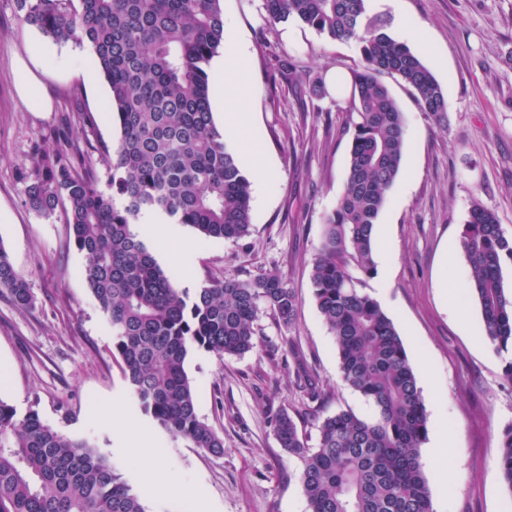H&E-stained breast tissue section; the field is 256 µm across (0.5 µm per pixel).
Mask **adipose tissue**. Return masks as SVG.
Masks as SVG:
<instances>
[{
  "label": "adipose tissue",
  "instance_id": "obj_1",
  "mask_svg": "<svg viewBox=\"0 0 512 512\" xmlns=\"http://www.w3.org/2000/svg\"><path fill=\"white\" fill-rule=\"evenodd\" d=\"M71 64V59L52 55L43 43L28 41L25 56L17 58L15 63L14 84L30 111L46 112L50 109V101L38 77L39 71ZM209 78L212 111L220 112L227 108L237 111L249 79L246 55L234 48L226 50L222 59L213 66Z\"/></svg>",
  "mask_w": 512,
  "mask_h": 512
}]
</instances>
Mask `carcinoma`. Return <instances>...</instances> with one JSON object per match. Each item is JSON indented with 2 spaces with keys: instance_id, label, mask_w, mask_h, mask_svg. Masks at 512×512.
<instances>
[{
  "instance_id": "cac0c4a2",
  "label": "carcinoma",
  "mask_w": 512,
  "mask_h": 512,
  "mask_svg": "<svg viewBox=\"0 0 512 512\" xmlns=\"http://www.w3.org/2000/svg\"><path fill=\"white\" fill-rule=\"evenodd\" d=\"M17 19L57 42L90 49L109 87L108 112L120 137L102 154L110 191L100 189L89 147L67 130L56 148L34 150L22 168L30 207L48 217L58 206L90 293L112 327L114 349L142 413L174 439L215 455L224 438L202 420L185 370L190 350L222 358L261 343L257 321L273 313L295 325L296 289L279 273L212 279L194 293L176 287L131 231L145 211H162L206 237L237 240L251 227L250 182L210 111L206 70L224 42L221 0H13ZM268 21L289 19L334 40L358 42L363 69L352 73L356 114L343 191L322 224L311 270L317 309L336 343L342 381L372 405L322 415L311 447L286 411L275 434L302 463L308 512H433L421 448L427 414L403 341L382 306L364 291L376 272L375 226L405 149L404 115L376 74L409 86L428 116L447 112L441 85L365 0H265ZM461 246L486 337L512 347V295L503 266L512 238L496 213L470 211ZM30 308L34 295L0 245V290ZM296 386L322 399L316 376L298 363ZM501 472L512 491V424L501 440ZM0 512H145L123 474L86 441L19 415L0 399Z\"/></svg>"
}]
</instances>
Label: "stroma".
I'll return each mask as SVG.
<instances>
[{
	"instance_id": "stroma-1",
	"label": "stroma",
	"mask_w": 512,
	"mask_h": 512,
	"mask_svg": "<svg viewBox=\"0 0 512 512\" xmlns=\"http://www.w3.org/2000/svg\"><path fill=\"white\" fill-rule=\"evenodd\" d=\"M224 30L235 33L251 61L243 109L251 126L224 141L243 165L261 154L272 178L251 192L252 225L238 240L207 238L182 225V238L156 260L176 286L196 290L212 278L281 273L299 297L294 328L262 313V343L241 357L191 350L185 369L199 416L224 439L214 455L169 437L135 405L113 348L112 329L82 277L63 209L48 217L27 202L20 167L35 144L53 145L71 102L91 112L92 128L73 125L97 150L120 131L104 79L86 84L74 70L42 79L46 112L30 111L13 82L33 28L20 25L11 0H0V245L32 289L33 307H17L0 291V399L18 413L38 412L59 432L88 442L141 494L146 512H307L300 460L280 447L274 417L296 412L309 445L316 421L299 413L297 360L317 374L327 397L323 413H372L340 377L334 340L313 296L310 271L321 224L340 195L353 136L348 91L322 95L315 74H350L362 65L356 41H336L290 20L269 24L264 0H221ZM411 23L393 25L385 0L366 13L389 19V34L418 52L441 85L444 121L423 112L411 90L379 73L405 116L401 171L375 226L393 259L381 306L392 318L422 390L429 431L447 428L450 484L431 481L434 512H512V491L500 473V440L512 424V381L503 352L486 338L469 290L460 249L473 206L496 212L512 237V0H400ZM454 288L456 306L444 300ZM152 437L145 460L124 439L130 419ZM160 465L193 488L171 498L150 486L145 468Z\"/></svg>"
}]
</instances>
